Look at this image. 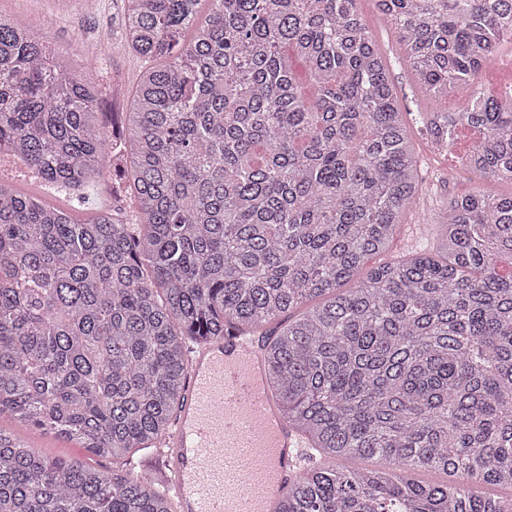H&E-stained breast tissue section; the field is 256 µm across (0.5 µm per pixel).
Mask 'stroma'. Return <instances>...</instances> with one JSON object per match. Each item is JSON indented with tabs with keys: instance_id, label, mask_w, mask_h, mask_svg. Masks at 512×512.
Returning <instances> with one entry per match:
<instances>
[{
	"instance_id": "stroma-1",
	"label": "stroma",
	"mask_w": 512,
	"mask_h": 512,
	"mask_svg": "<svg viewBox=\"0 0 512 512\" xmlns=\"http://www.w3.org/2000/svg\"><path fill=\"white\" fill-rule=\"evenodd\" d=\"M360 10L374 34L379 51L391 62L394 89L403 111L431 109V100L418 91L409 68L400 64L403 51L397 35L379 15L374 0H361ZM0 15L21 26L46 31L52 48L64 58L70 74H83L85 60L96 58L99 122L108 128L113 120L121 117L130 92L146 67L145 60L125 43L121 0H0ZM409 128L421 158L422 191L416 209L405 214L403 226L391 245L389 256L393 259L407 255L418 240L436 239L434 225L424 223L423 217L442 210L448 196L479 192L497 197L512 193V185L487 181L467 170L465 159L472 144L471 135L461 134L452 147L440 152L432 148L421 124L413 122ZM451 168L456 170L457 177L451 183H444L442 176ZM0 182L37 197L48 206L72 209L80 220L103 211L117 212L130 223L138 218V208L131 192L117 187L109 176L84 187L89 203L79 209L73 208L71 193L39 177L30 176L25 169L0 170ZM0 427L13 431L32 448L50 458L81 457L85 454L75 442L21 425L6 415L0 417Z\"/></svg>"
}]
</instances>
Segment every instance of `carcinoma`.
<instances>
[{
  "mask_svg": "<svg viewBox=\"0 0 512 512\" xmlns=\"http://www.w3.org/2000/svg\"><path fill=\"white\" fill-rule=\"evenodd\" d=\"M150 62L121 128L93 71L0 15V153L77 190L107 161L140 222L76 223L0 184V415L94 457L150 448L184 396L186 341L266 337L265 375L310 453L278 512H512V195L448 198L441 242L388 252L420 190L389 66L359 0H123ZM439 150L512 184V93L473 90L512 0H375ZM353 283L347 288L345 284ZM377 457L380 468L359 461ZM441 469L458 485L420 483ZM154 465L49 459L0 429V512H175Z\"/></svg>",
  "mask_w": 512,
  "mask_h": 512,
  "instance_id": "1",
  "label": "carcinoma"
}]
</instances>
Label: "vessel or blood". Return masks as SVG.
<instances>
[{
    "mask_svg": "<svg viewBox=\"0 0 512 512\" xmlns=\"http://www.w3.org/2000/svg\"><path fill=\"white\" fill-rule=\"evenodd\" d=\"M262 367L257 338L235 332L191 356L185 400L160 449L177 512H274L306 470Z\"/></svg>",
    "mask_w": 512,
    "mask_h": 512,
    "instance_id": "b4317fda",
    "label": "vessel or blood"
}]
</instances>
